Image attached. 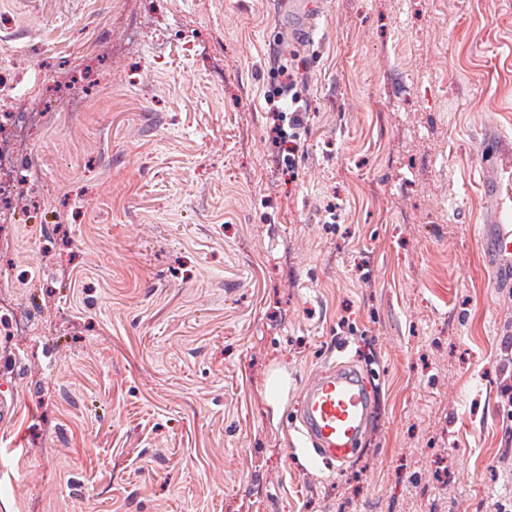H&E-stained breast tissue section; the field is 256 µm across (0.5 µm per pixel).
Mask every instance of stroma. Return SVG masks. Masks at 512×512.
<instances>
[{"instance_id": "stroma-1", "label": "stroma", "mask_w": 512, "mask_h": 512, "mask_svg": "<svg viewBox=\"0 0 512 512\" xmlns=\"http://www.w3.org/2000/svg\"><path fill=\"white\" fill-rule=\"evenodd\" d=\"M310 2L0 0V81L88 101L0 219V512H512V0ZM336 361L378 410L313 468L289 423ZM300 73L296 71H281V86L279 87V91L277 96H273L269 98L267 103L271 106L270 111L272 112V117L274 120L272 131L275 134L277 140L287 146L288 149V158H284V161H288V176L291 179H294V153L297 151V141L300 140L299 131L305 127L307 123L306 113L304 112L302 107L299 106V102L301 98L298 94L297 85L299 82L303 81L302 77L299 76ZM288 96V133L284 129V123L280 124V121L283 118V108L276 102H281L284 97ZM277 98V99H276ZM291 131V132H290ZM510 188L507 189V198H500L496 212L497 224H490L492 233L489 235V242L495 263L498 269H502L504 273L512 270V200Z\"/></svg>"}]
</instances>
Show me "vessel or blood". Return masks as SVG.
Listing matches in <instances>:
<instances>
[{
	"instance_id": "b4317fda",
	"label": "vessel or blood",
	"mask_w": 512,
	"mask_h": 512,
	"mask_svg": "<svg viewBox=\"0 0 512 512\" xmlns=\"http://www.w3.org/2000/svg\"><path fill=\"white\" fill-rule=\"evenodd\" d=\"M489 242L498 268L511 271V202L499 200ZM300 399L293 424L301 441L310 445V464L341 466L359 454L375 403L358 369L344 361L323 368L304 382Z\"/></svg>"
}]
</instances>
